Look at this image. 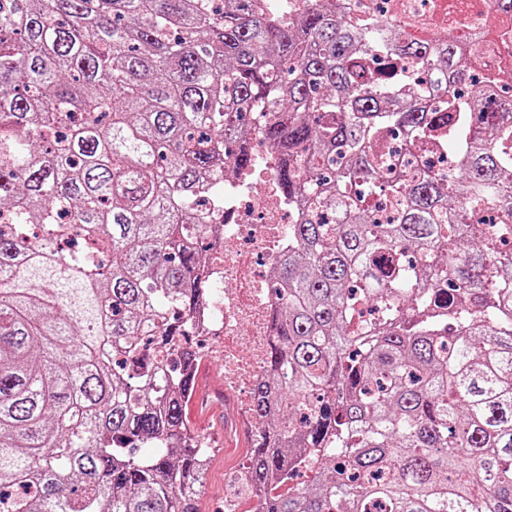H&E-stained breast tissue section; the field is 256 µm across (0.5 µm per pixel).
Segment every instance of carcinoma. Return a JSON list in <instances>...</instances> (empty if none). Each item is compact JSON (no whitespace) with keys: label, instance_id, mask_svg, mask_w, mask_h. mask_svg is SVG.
Instances as JSON below:
<instances>
[{"label":"carcinoma","instance_id":"carcinoma-1","mask_svg":"<svg viewBox=\"0 0 512 512\" xmlns=\"http://www.w3.org/2000/svg\"><path fill=\"white\" fill-rule=\"evenodd\" d=\"M211 2L0 0V512H200L204 209L253 112L296 211L257 512H512V61L485 34L512 0L420 42L338 0ZM399 132L455 166L385 164Z\"/></svg>","mask_w":512,"mask_h":512}]
</instances>
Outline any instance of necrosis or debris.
<instances>
[{"label":"necrosis or debris","instance_id":"4bbe7bcc","mask_svg":"<svg viewBox=\"0 0 512 512\" xmlns=\"http://www.w3.org/2000/svg\"><path fill=\"white\" fill-rule=\"evenodd\" d=\"M410 5L428 19L427 25L404 28L407 41L426 39L428 25L440 12L461 16L459 36H466L467 17L474 11L491 13L493 0H341L349 22L366 16L397 20L403 5ZM258 162L251 175H225L232 198L210 219V261L206 267L215 289L193 317L200 336H218L224 346L217 353L224 364V386L239 396V415H251V395L266 371V354L272 339V270L287 250L292 211L276 186L274 154L251 136Z\"/></svg>","mask_w":512,"mask_h":512}]
</instances>
